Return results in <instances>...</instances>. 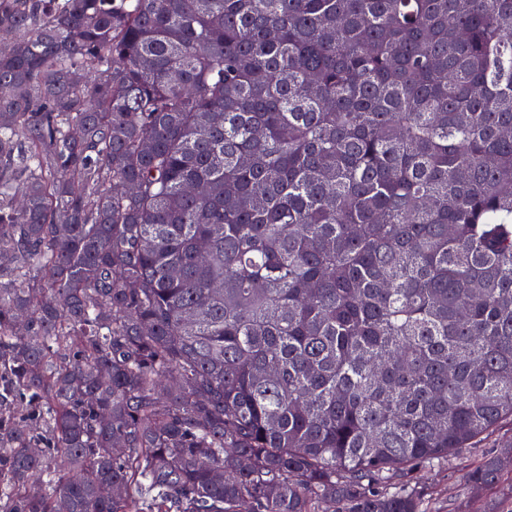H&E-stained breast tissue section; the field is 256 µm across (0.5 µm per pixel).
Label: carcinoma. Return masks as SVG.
Here are the masks:
<instances>
[{"label": "carcinoma", "instance_id": "obj_1", "mask_svg": "<svg viewBox=\"0 0 512 512\" xmlns=\"http://www.w3.org/2000/svg\"><path fill=\"white\" fill-rule=\"evenodd\" d=\"M0 30V512H430L512 421V0ZM471 447L448 458V464L423 466L415 472L414 481L424 491L432 512H483V501L468 491L466 474L486 456L512 454V422L501 423Z\"/></svg>", "mask_w": 512, "mask_h": 512}]
</instances>
